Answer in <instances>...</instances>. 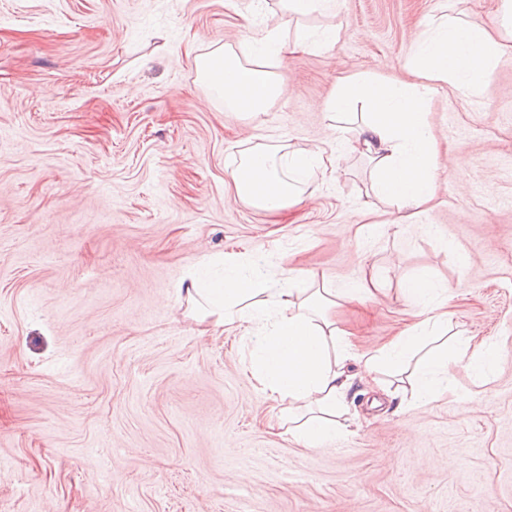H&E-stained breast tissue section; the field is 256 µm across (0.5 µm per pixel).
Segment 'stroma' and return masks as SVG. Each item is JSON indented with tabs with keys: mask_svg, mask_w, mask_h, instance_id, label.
Instances as JSON below:
<instances>
[{
	"mask_svg": "<svg viewBox=\"0 0 512 512\" xmlns=\"http://www.w3.org/2000/svg\"><path fill=\"white\" fill-rule=\"evenodd\" d=\"M508 48L471 97L438 84L434 202L379 200L350 150L364 107L327 111L338 78L408 79L429 16ZM338 30L285 56L288 94L225 111L197 57L249 26ZM258 143L334 158L271 216L228 172ZM225 252L317 273L355 350L414 324L401 287L427 272L456 330L493 346L476 380L414 407L354 384V433L307 448L266 425L239 334L187 314L193 266ZM512 512V11L503 0H0V512ZM287 9L297 14L321 13L334 9L338 0H285Z\"/></svg>",
	"mask_w": 512,
	"mask_h": 512,
	"instance_id": "obj_1",
	"label": "stroma"
}]
</instances>
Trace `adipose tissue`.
<instances>
[{"mask_svg":"<svg viewBox=\"0 0 512 512\" xmlns=\"http://www.w3.org/2000/svg\"><path fill=\"white\" fill-rule=\"evenodd\" d=\"M338 40L337 32L328 29L292 40L269 29L239 47L227 45L199 57L197 67L229 111L256 118L288 92L285 76L273 70L271 59L327 48ZM504 49L486 29L444 15L430 20L415 44L410 64L416 81L354 76L337 85L329 111L345 112L359 101L370 109L357 139L374 163L376 197L401 210L434 201L436 139L427 101L439 82L463 94L477 91ZM331 173L332 162L322 152L257 144L243 153L229 178L241 201L274 213L300 204L304 188ZM186 292L192 318L238 329L252 344L253 388L275 401L277 428L305 446H322L347 430L354 369L371 377L378 390L401 393L414 404L427 403L448 388L450 318L436 303L426 274L402 289L419 323L372 355L351 351L348 332L332 315L345 295L319 286L313 272L289 267L275 276L225 254L202 260Z\"/></svg>","mask_w":512,"mask_h":512,"instance_id":"1","label":"adipose tissue"}]
</instances>
